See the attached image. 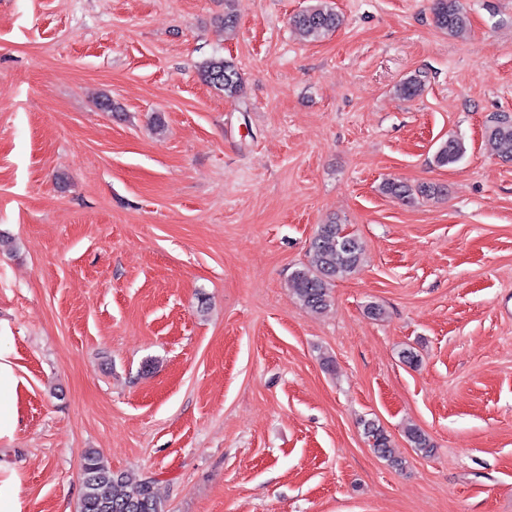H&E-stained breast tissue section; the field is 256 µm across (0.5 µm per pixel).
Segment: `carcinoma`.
<instances>
[{
  "mask_svg": "<svg viewBox=\"0 0 512 512\" xmlns=\"http://www.w3.org/2000/svg\"><path fill=\"white\" fill-rule=\"evenodd\" d=\"M431 12L435 26L452 36H464L470 30V19L457 0H432ZM292 23L302 38L316 41L339 27L341 19L333 9L314 5L295 15ZM199 75L203 82L224 93L225 97L239 98L242 77L232 62L213 57L202 64ZM424 88L423 75L414 73L396 85L395 94L412 99L421 95ZM486 134L498 155L512 161V121L493 120L486 127ZM464 152L462 142L450 136L439 145L433 160L437 166L444 167L457 162ZM380 190L393 199L409 203L418 195L439 196L445 188L433 184L412 186L398 179H388L381 184ZM363 254V242L347 233L337 221L319 225L310 243L307 263L295 270L291 277L293 292L304 306L314 311L326 309L336 281L356 274ZM362 428L380 457L395 469H404L405 460L396 454L390 435L383 427L367 420L362 423ZM405 436L417 451L424 455L432 453L433 445L421 429L409 427ZM80 479L79 512H168L166 503L154 490V479L112 470L95 448L87 449L83 455Z\"/></svg>",
  "mask_w": 512,
  "mask_h": 512,
  "instance_id": "carcinoma-1",
  "label": "carcinoma"
}]
</instances>
